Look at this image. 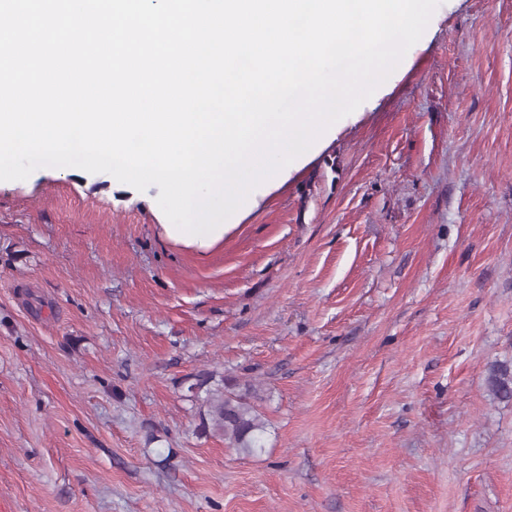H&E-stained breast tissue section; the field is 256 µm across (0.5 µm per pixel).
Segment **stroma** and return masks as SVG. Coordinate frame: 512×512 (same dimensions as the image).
<instances>
[{
	"mask_svg": "<svg viewBox=\"0 0 512 512\" xmlns=\"http://www.w3.org/2000/svg\"><path fill=\"white\" fill-rule=\"evenodd\" d=\"M405 57L206 244L155 186L0 182V512H512V0ZM203 372L262 450L199 435Z\"/></svg>",
	"mask_w": 512,
	"mask_h": 512,
	"instance_id": "1",
	"label": "stroma"
}]
</instances>
